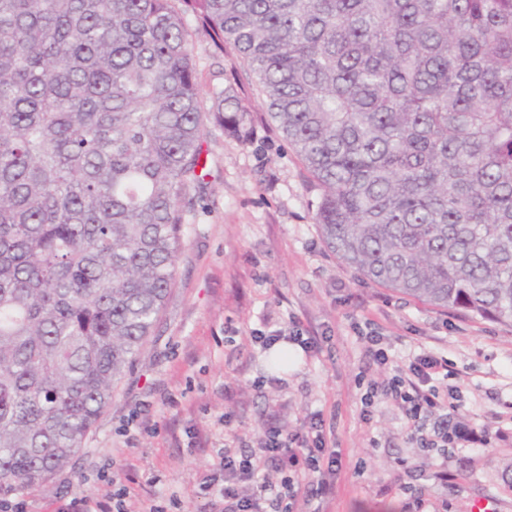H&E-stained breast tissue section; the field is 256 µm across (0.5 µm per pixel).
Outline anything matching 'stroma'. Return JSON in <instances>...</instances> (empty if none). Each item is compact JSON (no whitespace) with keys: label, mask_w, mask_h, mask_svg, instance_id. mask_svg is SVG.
<instances>
[{"label":"stroma","mask_w":512,"mask_h":512,"mask_svg":"<svg viewBox=\"0 0 512 512\" xmlns=\"http://www.w3.org/2000/svg\"><path fill=\"white\" fill-rule=\"evenodd\" d=\"M202 99L235 84L252 112L242 142L206 124L207 176L186 212L176 279L151 336L118 386L86 450L46 492L21 495L24 512H61L74 496L91 512L123 487L124 512L150 505L202 512L203 481L224 482L225 448L250 449L268 426L291 432L322 415L342 468L320 501L294 512H512V328L432 308L362 281L323 243L313 220L316 184L267 115L249 68L215 49L187 18ZM315 337L271 366L256 333ZM376 331L390 357L377 364ZM448 358L462 438L449 454L424 451L403 415L378 397L364 419L360 381L381 384L420 350ZM447 467L449 481L437 473Z\"/></svg>","instance_id":"stroma-1"}]
</instances>
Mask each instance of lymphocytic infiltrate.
Instances as JSON below:
<instances>
[{
    "label": "lymphocytic infiltrate",
    "mask_w": 512,
    "mask_h": 512,
    "mask_svg": "<svg viewBox=\"0 0 512 512\" xmlns=\"http://www.w3.org/2000/svg\"><path fill=\"white\" fill-rule=\"evenodd\" d=\"M449 374L447 358L428 352L418 355L387 386L393 404L407 420L412 436L421 447L448 445L447 423L430 428L426 420L447 410L448 396L441 392L439 384ZM269 461L277 462L283 471L278 483L271 484L265 479L264 466ZM219 465L224 470V485L220 490L224 512H264L267 503L273 505L274 512H291L300 490V478L316 476V486L310 494L316 498L325 496L331 489L326 476L340 468L341 457L330 445L323 422L317 421L291 433L269 429L251 451L236 453L225 449ZM244 482L256 486L259 500L242 497L240 485Z\"/></svg>",
    "instance_id": "lymphocytic-infiltrate-1"
}]
</instances>
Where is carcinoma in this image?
I'll return each instance as SVG.
<instances>
[{"mask_svg":"<svg viewBox=\"0 0 512 512\" xmlns=\"http://www.w3.org/2000/svg\"><path fill=\"white\" fill-rule=\"evenodd\" d=\"M193 13L254 75L362 280L512 328V0H0V498L86 448L175 282Z\"/></svg>","mask_w":512,"mask_h":512,"instance_id":"carcinoma-1","label":"carcinoma"}]
</instances>
